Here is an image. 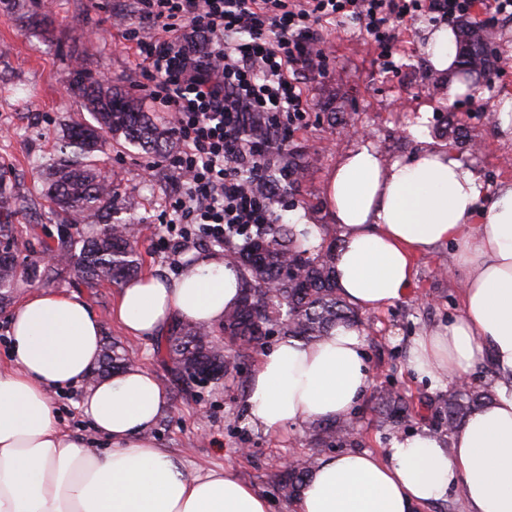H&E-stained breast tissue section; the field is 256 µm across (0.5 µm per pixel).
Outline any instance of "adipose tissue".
Listing matches in <instances>:
<instances>
[{"label":"adipose tissue","mask_w":512,"mask_h":512,"mask_svg":"<svg viewBox=\"0 0 512 512\" xmlns=\"http://www.w3.org/2000/svg\"><path fill=\"white\" fill-rule=\"evenodd\" d=\"M425 57L448 84L457 36L433 27ZM326 205L339 229L336 281L353 306L400 300L417 257L445 243L463 279L460 311L417 337L409 363L432 378L492 368L489 402L449 438L432 432L392 439L380 454L346 451L320 461L294 512H420L460 490L465 512H512V183L485 197L476 173L441 146L384 163L367 143L336 162ZM239 298L237 276L217 255H201L174 281L144 275L119 290L114 317L134 337L163 333L173 317L217 325ZM9 359L0 369V512H268L266 499L230 470L189 477L150 431L170 408L165 389L135 366L91 380L104 327L78 297L37 290L12 308ZM372 381L364 331L339 327L305 343L285 339L265 352L250 381L253 425L277 430L340 420ZM85 390L78 408L109 452L64 431L54 392Z\"/></svg>","instance_id":"obj_1"}]
</instances>
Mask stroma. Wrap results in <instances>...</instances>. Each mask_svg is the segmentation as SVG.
I'll use <instances>...</instances> for the list:
<instances>
[{
	"label": "stroma",
	"instance_id": "35a3bbf8",
	"mask_svg": "<svg viewBox=\"0 0 512 512\" xmlns=\"http://www.w3.org/2000/svg\"><path fill=\"white\" fill-rule=\"evenodd\" d=\"M131 9L132 0H0V166L11 173L21 201L16 216L19 257L42 259L41 238L57 231L32 160L52 159L66 128L90 117L83 101L65 91L68 76L78 71L94 80L132 81L137 57L121 38ZM430 28L424 19L400 24L401 52L396 68L389 71L377 45L355 20L341 25L327 20L319 26L320 63L295 74L311 110L290 127L284 145L285 152L300 154L309 167L294 196L281 197L277 204L282 219L302 212L316 224L321 237H337L324 189L341 155L363 139L385 162L406 160L422 147L447 145L452 123L474 135L475 145L454 147L453 153L480 176L487 193L512 182V134L500 131L493 114L494 107L512 100V21L501 19L485 29L502 68L484 83L483 96L461 95L450 103L444 94L433 91L439 77L423 53ZM427 106L432 112L424 130H417L419 112ZM100 159L105 170L117 174L124 204L135 218L134 236L144 271L174 279L183 264L198 256L222 254V247L192 244L177 255L164 242L162 214L169 196L182 187L168 158L112 140ZM450 257L445 245L419 256L402 299L361 313L373 383L351 412L359 422L355 449L376 453L388 447L394 436L370 413L381 388L394 387L419 402L453 386L451 379L436 382L416 374L409 365L415 337L447 325L458 312L462 285L446 273ZM47 288L87 303L102 320L105 339L121 340L135 364L150 370L166 389L170 409L152 435L186 472L232 467L267 499L269 512H291L292 502L275 483L272 467L311 452V426L267 431L249 422L247 388L258 365V351L237 359L234 371L218 382L183 386L175 381L174 366L157 356V338L125 336L113 321L118 286L107 283L93 293L64 271ZM83 391L79 385L55 395L60 424L70 434L91 441L95 450L107 451L109 442L91 430L76 408Z\"/></svg>",
	"mask_w": 512,
	"mask_h": 512
}]
</instances>
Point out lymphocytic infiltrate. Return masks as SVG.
Segmentation results:
<instances>
[{"mask_svg": "<svg viewBox=\"0 0 512 512\" xmlns=\"http://www.w3.org/2000/svg\"><path fill=\"white\" fill-rule=\"evenodd\" d=\"M474 0H134L124 38L140 59L134 91L172 115L183 145L172 166L184 178L166 230L175 248L224 232L277 222L274 203L288 181L250 191L243 173L263 176L268 146L310 102L292 72L312 65L323 21L352 18L393 68L399 24L470 17ZM149 36H142V29Z\"/></svg>", "mask_w": 512, "mask_h": 512, "instance_id": "obj_1", "label": "lymphocytic infiltrate"}]
</instances>
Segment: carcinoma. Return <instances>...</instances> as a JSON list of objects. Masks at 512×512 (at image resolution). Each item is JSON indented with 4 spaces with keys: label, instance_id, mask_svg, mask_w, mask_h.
I'll use <instances>...</instances> for the list:
<instances>
[{
    "label": "carcinoma",
    "instance_id": "cac0c4a2",
    "mask_svg": "<svg viewBox=\"0 0 512 512\" xmlns=\"http://www.w3.org/2000/svg\"><path fill=\"white\" fill-rule=\"evenodd\" d=\"M487 43L479 30L467 27L462 31L459 63L465 81L486 78L496 69L495 59L483 53ZM68 83L74 95L88 105L96 124H72L60 154L36 164L45 179L44 197L58 222L57 235L50 236L56 243L45 245L56 261L21 266L15 258L0 257L1 305L11 300L20 281L49 282L67 267L91 290L105 282L120 284L142 272L143 258L130 225L105 221L117 210L119 194L98 156L106 140L120 138L151 153H165L170 136L152 123L133 93L118 82L105 86L76 71ZM17 203L10 179L0 172V248L15 247L12 217ZM74 224H86L90 230L75 236L70 232ZM335 250L336 241L324 239L314 245L308 232L297 230L295 224H255L225 231V259L237 273L241 299L224 313L220 328L237 346L236 354L224 352V344L215 339L210 327L189 321L176 323L157 350L174 364L182 379L206 384L220 380L236 359L263 347L272 336L313 342L331 335L341 324L359 322L358 312L336 287ZM132 363L115 340L104 348L92 380L119 374ZM490 399L489 389L450 390L435 402L433 416L437 425L452 427ZM374 409L397 429L415 414L411 402L395 390L383 392ZM356 431L357 422L350 416L334 425L315 426L313 441L318 448H332L353 441ZM318 461L319 454L313 453L276 468L281 490L289 497L299 495Z\"/></svg>",
    "mask_w": 512,
    "mask_h": 512
}]
</instances>
